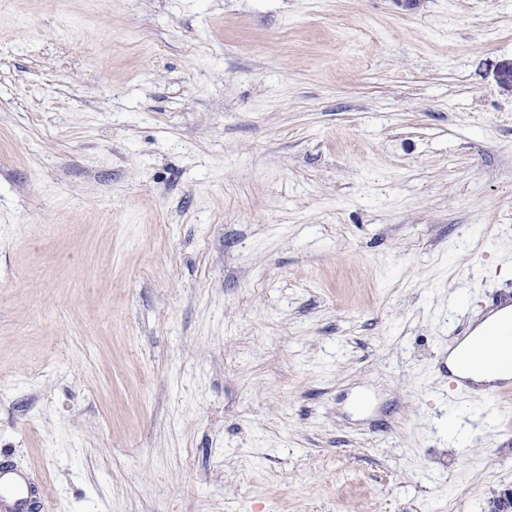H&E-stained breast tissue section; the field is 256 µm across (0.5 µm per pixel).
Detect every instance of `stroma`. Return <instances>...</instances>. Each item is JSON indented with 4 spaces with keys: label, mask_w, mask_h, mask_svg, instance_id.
Segmentation results:
<instances>
[{
    "label": "stroma",
    "mask_w": 512,
    "mask_h": 512,
    "mask_svg": "<svg viewBox=\"0 0 512 512\" xmlns=\"http://www.w3.org/2000/svg\"><path fill=\"white\" fill-rule=\"evenodd\" d=\"M512 0H0V461L44 512H489ZM510 308L512 314V295L507 297L501 295H495L492 301L486 308V314L489 316L499 310ZM511 314L500 313L497 315L484 318L477 322L475 329L471 336L469 329L464 328L459 332L460 336H468V338L460 343L448 356V369L453 376L456 378H470L472 382L480 385H488L493 383L496 378L508 375L512 372V328L504 336H500L494 339L493 334L495 331L512 321ZM508 339L509 343L507 347L504 345V340ZM478 342H488L491 344H497L502 349L500 355L504 353L505 357L511 361V364L504 365L499 362L498 351L493 346L488 345H475L470 348L473 344ZM470 358L490 369L497 368L495 370L487 369L479 364L472 362Z\"/></svg>",
    "instance_id": "1"
}]
</instances>
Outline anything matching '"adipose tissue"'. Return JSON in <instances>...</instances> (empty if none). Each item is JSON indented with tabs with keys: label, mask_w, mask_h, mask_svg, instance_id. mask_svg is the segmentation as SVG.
Returning <instances> with one entry per match:
<instances>
[{
	"label": "adipose tissue",
	"mask_w": 512,
	"mask_h": 512,
	"mask_svg": "<svg viewBox=\"0 0 512 512\" xmlns=\"http://www.w3.org/2000/svg\"><path fill=\"white\" fill-rule=\"evenodd\" d=\"M507 327V347L503 353L507 359L506 364L500 365L497 369L490 370L472 362L469 352L472 344L478 342H493L494 333L499 327ZM448 369L451 374L458 378H468L480 385L493 383L496 378L512 373V315L500 313L479 321L471 336L460 343L448 357Z\"/></svg>",
	"instance_id": "ef3b65f1"
}]
</instances>
